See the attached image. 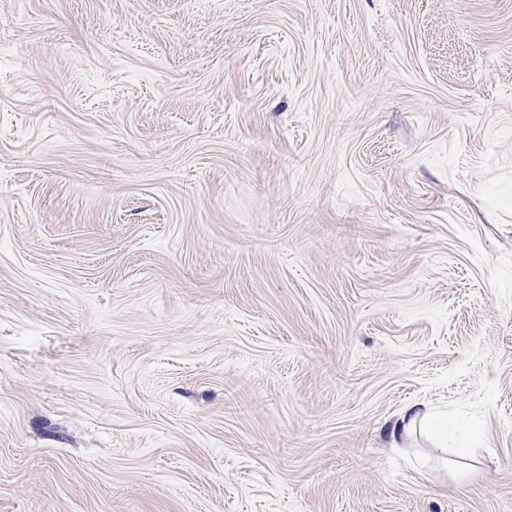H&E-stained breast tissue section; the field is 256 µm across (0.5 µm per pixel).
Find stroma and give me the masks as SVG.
<instances>
[{
  "label": "stroma",
  "mask_w": 512,
  "mask_h": 512,
  "mask_svg": "<svg viewBox=\"0 0 512 512\" xmlns=\"http://www.w3.org/2000/svg\"><path fill=\"white\" fill-rule=\"evenodd\" d=\"M1 42L0 512H512V0H0ZM413 403L481 442H392Z\"/></svg>",
  "instance_id": "35a3bbf8"
}]
</instances>
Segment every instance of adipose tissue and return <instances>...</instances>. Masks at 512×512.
<instances>
[{
  "label": "adipose tissue",
  "instance_id": "1",
  "mask_svg": "<svg viewBox=\"0 0 512 512\" xmlns=\"http://www.w3.org/2000/svg\"><path fill=\"white\" fill-rule=\"evenodd\" d=\"M419 426L427 429L440 446L450 445L461 450L470 448L481 435L475 424L417 404L401 410L392 424L390 435L403 437Z\"/></svg>",
  "mask_w": 512,
  "mask_h": 512
}]
</instances>
